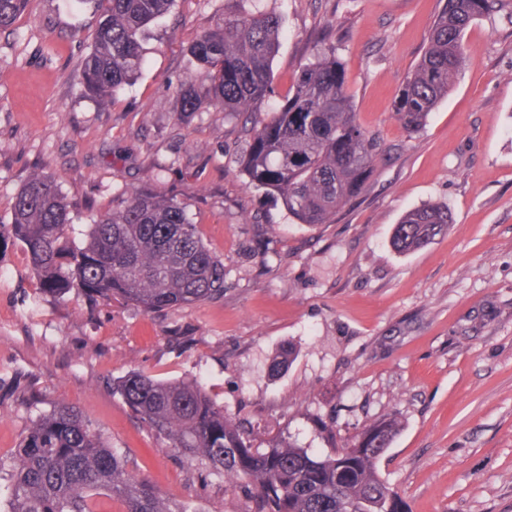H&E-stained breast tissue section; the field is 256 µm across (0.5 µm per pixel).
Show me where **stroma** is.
Here are the masks:
<instances>
[{"instance_id": "stroma-1", "label": "stroma", "mask_w": 512, "mask_h": 512, "mask_svg": "<svg viewBox=\"0 0 512 512\" xmlns=\"http://www.w3.org/2000/svg\"><path fill=\"white\" fill-rule=\"evenodd\" d=\"M445 0H254L282 18L270 95L254 116L175 111L189 46L232 0H176L110 109L79 97L98 17L81 0H31L0 31V224L30 174L54 176L84 245L131 188L184 201L224 264L223 296L146 313L44 293L28 254L0 239V461L32 418L75 406L172 512H248L222 476L164 447L112 392L134 370L198 381L258 441L324 456L395 416L377 466L408 512H512V15L475 20L459 75L408 132L394 99ZM329 30L352 109L385 149L333 221L298 223L240 172L254 117L276 108ZM448 207L447 234L408 254L395 224ZM291 348L288 370L273 359ZM333 421L335 439L318 420Z\"/></svg>"}]
</instances>
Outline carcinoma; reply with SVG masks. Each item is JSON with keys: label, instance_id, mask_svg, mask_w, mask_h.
<instances>
[{"label": "carcinoma", "instance_id": "cac0c4a2", "mask_svg": "<svg viewBox=\"0 0 512 512\" xmlns=\"http://www.w3.org/2000/svg\"><path fill=\"white\" fill-rule=\"evenodd\" d=\"M174 0H99L101 21L85 57L81 93L103 110L141 71L142 41ZM189 47L196 75L175 87L177 111L241 114L270 91L279 18L234 0ZM29 0H0V31ZM512 10V0H446L424 54L394 101L396 119L419 131L448 95L463 64V36L478 18ZM379 140L356 119L336 46L315 53L287 95L256 122L242 173L248 186L279 195L288 213L311 227L329 223L362 190L381 155ZM71 205L52 176L32 174L16 194L12 223L0 225L28 253L40 287L60 298L76 287L92 302H131L163 312L224 294V264L211 254L186 204L160 192L132 189L93 220L88 240L68 241ZM448 208L428 205L393 228L401 254L448 232ZM113 391L166 448L224 475L248 496L249 512H408L377 462L400 424L392 417L365 426L355 442L324 457L292 442L256 436L194 380L163 381L131 372ZM130 461L72 405L61 401L31 420L0 479L10 484L7 512H100L114 499L124 512H172L159 489L132 474Z\"/></svg>", "mask_w": 512, "mask_h": 512}]
</instances>
